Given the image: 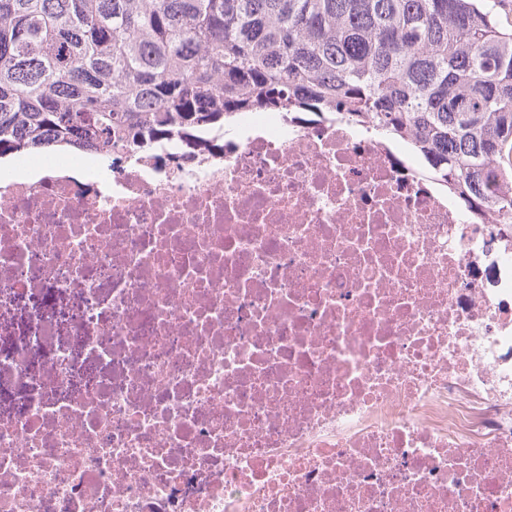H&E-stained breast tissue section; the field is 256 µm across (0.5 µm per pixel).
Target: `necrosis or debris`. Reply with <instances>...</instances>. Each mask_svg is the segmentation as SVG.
Masks as SVG:
<instances>
[{
    "label": "necrosis or debris",
    "instance_id": "1",
    "mask_svg": "<svg viewBox=\"0 0 512 512\" xmlns=\"http://www.w3.org/2000/svg\"><path fill=\"white\" fill-rule=\"evenodd\" d=\"M11 161L0 512H512V226L406 141L248 111Z\"/></svg>",
    "mask_w": 512,
    "mask_h": 512
}]
</instances>
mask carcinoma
I'll list each match as a JSON object with an SVG mask.
<instances>
[{"label":"carcinoma","mask_w":512,"mask_h":512,"mask_svg":"<svg viewBox=\"0 0 512 512\" xmlns=\"http://www.w3.org/2000/svg\"><path fill=\"white\" fill-rule=\"evenodd\" d=\"M301 105L407 138L512 225V32L481 0H0V156Z\"/></svg>","instance_id":"obj_1"}]
</instances>
